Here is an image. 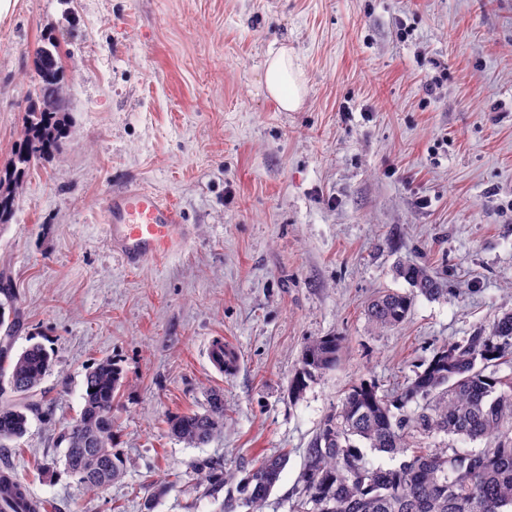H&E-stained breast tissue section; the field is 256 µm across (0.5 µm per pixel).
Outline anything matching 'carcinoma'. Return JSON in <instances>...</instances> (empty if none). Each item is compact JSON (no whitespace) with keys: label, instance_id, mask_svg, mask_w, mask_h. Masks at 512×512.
Wrapping results in <instances>:
<instances>
[{"label":"carcinoma","instance_id":"obj_1","mask_svg":"<svg viewBox=\"0 0 512 512\" xmlns=\"http://www.w3.org/2000/svg\"><path fill=\"white\" fill-rule=\"evenodd\" d=\"M52 62L38 54V103L25 114V134L15 145L11 165L0 171V224L15 204L14 189L35 161L53 154L67 134L54 100L63 73L58 44ZM400 277L412 293L388 292L368 306V318L379 328L402 324L415 295L435 300L448 289L431 271L402 265ZM16 296L9 276L0 273V448H9L29 428V415L46 417L49 391L41 388L51 370L42 345L33 343L11 356ZM343 338L336 335L310 340L301 367L289 381L298 399L310 382L336 367ZM512 363V308L463 343L439 349L426 367L392 394L371 382H353L340 404L329 413L305 451L292 512H512V376L500 377L496 368ZM83 406L61 434L66 443L64 467L84 486L99 492L123 474V460L113 448L112 403L121 388V373L105 360L85 377ZM416 403L410 411L408 405ZM172 437L192 445L209 443L224 429V398L207 396L200 409L166 418ZM464 440H487L479 451L443 446L425 448L420 438L438 434ZM400 457L397 465L375 466L366 449ZM288 454L266 456L249 467L227 469L211 459L196 460L191 470L207 493L224 492L219 512H264L280 480ZM26 487L0 484V512H15L25 501Z\"/></svg>","mask_w":512,"mask_h":512}]
</instances>
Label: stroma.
Here are the masks:
<instances>
[{
  "label": "stroma",
  "mask_w": 512,
  "mask_h": 512,
  "mask_svg": "<svg viewBox=\"0 0 512 512\" xmlns=\"http://www.w3.org/2000/svg\"><path fill=\"white\" fill-rule=\"evenodd\" d=\"M48 37L67 137L0 227L13 350L38 343L52 362L51 419L8 449L14 475L50 512H148L146 484L179 472L149 512H215L191 462L285 451L265 512H290L304 450L353 382L403 387L512 298V0H19L0 23V168ZM283 47L303 71L295 112L263 83ZM132 185L193 227L181 252L136 269L101 228L107 195ZM403 262L448 293L376 328L365 307L408 291ZM331 334L340 362L292 400L305 343ZM218 340L238 353L232 373L210 359ZM106 359L122 371L124 474L94 493L60 435ZM214 390L220 434L200 448L167 434V415Z\"/></svg>",
  "instance_id": "stroma-1"
}]
</instances>
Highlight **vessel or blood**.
I'll return each instance as SVG.
<instances>
[{
	"label": "vessel or blood",
	"instance_id": "vessel-or-blood-1",
	"mask_svg": "<svg viewBox=\"0 0 512 512\" xmlns=\"http://www.w3.org/2000/svg\"><path fill=\"white\" fill-rule=\"evenodd\" d=\"M103 230L109 248L132 269L182 250L190 234L159 194L132 187L107 197Z\"/></svg>",
	"mask_w": 512,
	"mask_h": 512
}]
</instances>
